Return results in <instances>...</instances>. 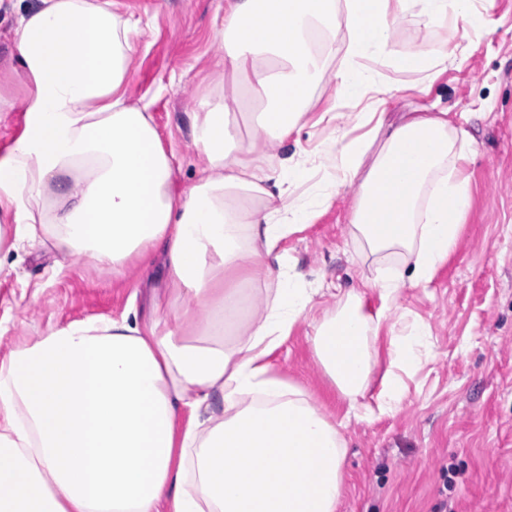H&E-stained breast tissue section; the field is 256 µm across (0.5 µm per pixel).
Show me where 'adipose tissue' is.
Instances as JSON below:
<instances>
[{"instance_id":"ef3b65f1","label":"adipose tissue","mask_w":512,"mask_h":512,"mask_svg":"<svg viewBox=\"0 0 512 512\" xmlns=\"http://www.w3.org/2000/svg\"><path fill=\"white\" fill-rule=\"evenodd\" d=\"M412 5L453 34L484 22L473 0H227L216 65L252 104L248 136L233 134L229 99L192 113L197 178L179 195L151 113L127 101L131 23L112 0H38L21 17L31 90L23 129L0 155V223L116 277L162 253L171 302L145 324L71 322L0 360V512H336L343 439L267 358L307 315L329 381L350 399L369 388L400 289L430 284L458 246L472 205L470 135L444 111L377 120L337 150L335 179L303 198L307 159L275 163L258 147L308 123L338 27L346 57L413 73L446 64V42L390 56L394 21ZM351 183L357 261L397 266L370 282L376 312L352 291L315 318L314 292L275 249ZM268 281L273 296L249 306L247 286ZM188 293L205 324L178 306ZM427 334L415 322L392 335L380 412L396 409L397 370L418 363Z\"/></svg>"}]
</instances>
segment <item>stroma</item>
<instances>
[{
  "instance_id": "obj_1",
  "label": "stroma",
  "mask_w": 512,
  "mask_h": 512,
  "mask_svg": "<svg viewBox=\"0 0 512 512\" xmlns=\"http://www.w3.org/2000/svg\"><path fill=\"white\" fill-rule=\"evenodd\" d=\"M33 0H0V94L15 106L0 112V153L24 125L29 84L16 59L15 29ZM225 0H112V9L135 30V72L129 103L151 112L166 151L177 157L173 189L196 180L199 153L191 113L219 94L224 73L214 67L224 48L216 32ZM482 27L450 37L444 24L426 25L417 10L402 13L390 48L401 54L418 43L450 41L446 65L431 74H408L391 63L370 64L374 83L363 101L333 95L317 86L310 124L277 157L298 152L311 159L306 184L334 179L324 149L361 133L358 115L385 97V119L413 110L470 113L473 141L465 165L472 207L455 252L424 288H401L390 314L394 323L424 322L428 344L419 363L401 370L397 409L367 418L376 407L379 381L389 366L388 334H381L369 390L343 397L317 364L308 319H299L270 357V372L309 392L346 441L343 494L337 512H512V0H475ZM339 120L320 121L324 111ZM355 187L341 188L312 224L283 238L278 253L304 287L322 291L320 307L332 309L349 291L362 290L376 265L352 262L347 235ZM164 260L127 265L122 277L87 259L60 260L52 245L17 242L0 258V358L50 329L72 321L120 318L127 308L148 316L154 303L169 300ZM366 293V307L379 299Z\"/></svg>"
}]
</instances>
